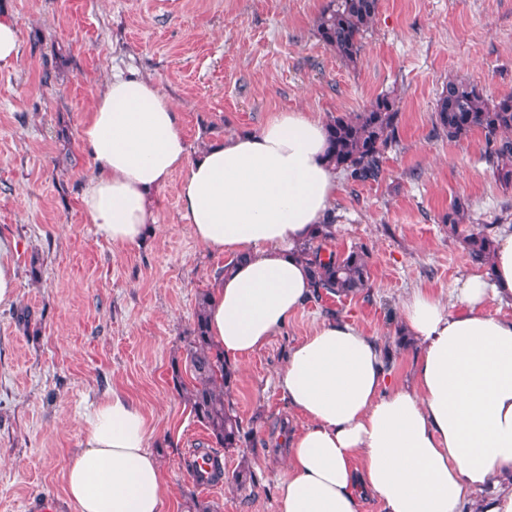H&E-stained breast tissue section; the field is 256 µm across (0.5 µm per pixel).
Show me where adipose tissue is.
<instances>
[{"label": "adipose tissue", "instance_id": "1", "mask_svg": "<svg viewBox=\"0 0 512 512\" xmlns=\"http://www.w3.org/2000/svg\"><path fill=\"white\" fill-rule=\"evenodd\" d=\"M93 174L81 206L103 239L139 243L174 173L184 217L208 250L235 257L210 291L208 330L227 361L257 351L312 299L300 250L331 214L339 182L325 123L284 111L190 152L180 114L152 79L112 74L80 128ZM454 301L416 289L400 304L417 346L410 380L376 337L343 317L317 321L276 385L303 426L288 435L278 512H512V229ZM82 424L65 471L74 512H163L168 488L148 449L154 429L120 387Z\"/></svg>", "mask_w": 512, "mask_h": 512}]
</instances>
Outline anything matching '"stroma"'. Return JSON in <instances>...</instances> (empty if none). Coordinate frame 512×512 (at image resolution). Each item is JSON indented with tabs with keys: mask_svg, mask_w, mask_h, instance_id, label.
I'll use <instances>...</instances> for the list:
<instances>
[{
	"mask_svg": "<svg viewBox=\"0 0 512 512\" xmlns=\"http://www.w3.org/2000/svg\"><path fill=\"white\" fill-rule=\"evenodd\" d=\"M325 0H0L17 22L21 53L0 71V236L13 239L17 297L0 307V512H72L63 474L79 452L81 415L112 384L123 386L157 433L149 447L165 472V512L189 496L221 512H277L288 474L277 433L288 408L273 387L288 349L326 311L382 343L398 378L415 347L402 340L400 300L415 288L447 292L479 273L441 218L454 200L464 232L512 225V187L496 182L485 138L433 131L451 78L495 100L512 94V0H380L356 66L320 41ZM152 77L181 114L191 151L304 110L330 119L377 95L396 97L398 143L378 180L340 179L336 253L365 245L371 287L310 302L259 351L243 358L229 396L251 448L213 444L173 372L197 299L226 259L196 241L174 174L158 225L138 245L99 237L80 203L92 174L82 122L112 68ZM219 459L218 486L189 476L199 452ZM248 461L254 485L237 489Z\"/></svg>",
	"mask_w": 512,
	"mask_h": 512,
	"instance_id": "stroma-1",
	"label": "stroma"
}]
</instances>
